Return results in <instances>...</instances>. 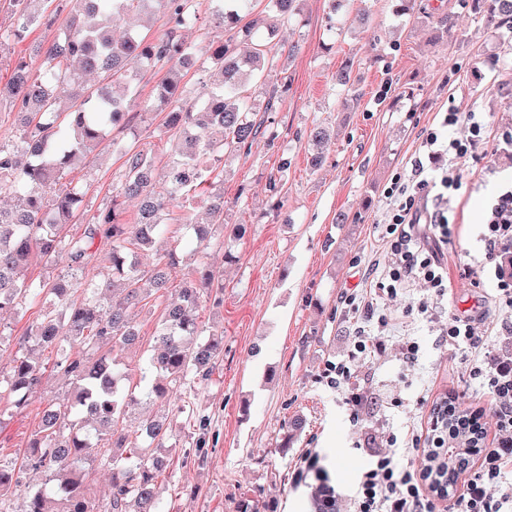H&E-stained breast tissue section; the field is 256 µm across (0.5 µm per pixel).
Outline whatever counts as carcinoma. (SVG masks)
I'll return each mask as SVG.
<instances>
[{
    "label": "carcinoma",
    "mask_w": 512,
    "mask_h": 512,
    "mask_svg": "<svg viewBox=\"0 0 512 512\" xmlns=\"http://www.w3.org/2000/svg\"><path fill=\"white\" fill-rule=\"evenodd\" d=\"M51 0H0V9L16 25L0 34L22 40L29 28L44 23ZM64 35L47 49L36 47L16 60L7 85H0V102L16 108L17 138L0 142V194L19 197L20 205L0 206V314L29 305L39 306L35 322L12 354L7 374L0 373V400L24 410L31 394L46 380V367L33 356L36 349L56 353V367L70 378L73 392L50 400L40 412L39 424L22 458L0 455V512H12L9 496L19 486L22 471L41 473L42 483L32 487L22 512H157L158 478L166 467L167 443L173 437L171 420L149 417L130 440L127 418L143 403L170 401L178 391L190 392L213 374L224 340L205 334L198 321L204 297L222 292L216 273L197 260L195 276L180 288V301L162 311L156 345L140 367L139 381L121 358L136 344L139 333L130 310L151 295L161 297L168 270L178 263L179 243L159 253L151 270L139 267L137 251L167 242L173 209L178 222L192 230L197 242L211 236L208 224H194L191 210L205 204L224 223V191L217 188L225 162L251 149L260 137L272 143L275 132L257 118L273 112L278 97L271 91L264 101L252 99L249 83L279 59L298 51L277 41L280 23L298 14L299 0H268L270 21L258 34L254 22L239 27L251 0H214L215 23L236 30L239 42L218 41L209 47L219 82L203 87L192 101L180 90L179 71L192 65L195 52L183 33L200 27L194 0H72ZM158 3L167 28L154 39L129 29L117 39L115 23ZM471 8L493 29H512V0H471ZM105 72L108 83L92 87L70 69ZM161 67L167 76L156 95L142 106L145 112L166 111L165 128L178 138L163 172L154 156L109 138L137 102L138 90L128 73L141 67ZM334 129L317 125L308 139V166L318 171L324 162L322 144ZM124 158L122 174L112 187V199L98 207L78 235L64 232L66 225L86 215V193L71 173L76 163L102 144ZM140 200L137 219H124L125 203ZM65 263V273L52 280H31L27 271L33 257ZM105 264L108 280L91 274ZM457 417H448L452 445L474 448L484 432L455 430ZM425 466L442 480L454 470L451 449L427 448ZM112 470L108 502L101 506L90 496L86 470L94 464Z\"/></svg>",
    "instance_id": "1"
}]
</instances>
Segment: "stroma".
<instances>
[{"label":"stroma","instance_id":"stroma-1","mask_svg":"<svg viewBox=\"0 0 512 512\" xmlns=\"http://www.w3.org/2000/svg\"><path fill=\"white\" fill-rule=\"evenodd\" d=\"M423 4L424 13L398 17L391 0H353L371 10L370 34L341 23L329 27L328 0H300L299 16L282 24L283 43H298V52L250 87L258 97L278 92L282 103L269 115L278 138L272 145L257 140L230 160L224 176L225 230L242 224L246 234L231 263L224 260L222 233L199 248L224 290L221 303L201 300L198 316L204 329L223 335L224 351L211 379L190 395L207 420L202 436H190L183 417L174 420L176 446L159 478L162 512H314L312 484L293 481L305 449L319 450L344 499L372 451L393 454L404 466L414 462L411 438L433 400L449 396L463 407L489 408L485 388L471 374L474 350L449 345L437 323L404 310L437 300L444 314L473 319L495 353L512 357V308L498 290L496 265L485 259L484 240L500 188L512 181V147L501 140L512 130V33L486 27L467 0ZM213 7L212 0H195L202 26L184 34L198 49L195 67L181 77L188 93L214 78L209 41L229 37L212 24ZM436 7L452 15L455 37L432 40L429 12ZM349 58L354 82L345 89L335 76ZM452 110L483 113L487 130L458 160L461 186L448 194L455 226L439 250L448 261L449 289L440 298L418 281L381 300L369 326L380 329L388 346L367 351L352 366L354 384L368 395L356 422L345 390L322 377L326 363L345 359L356 341L359 320L341 295L364 292L368 269L388 267L384 190L424 157L426 132L466 138L465 124L443 126ZM164 120V112L135 106L111 136L137 142L162 165L171 150ZM318 123L338 126L339 136L327 145L323 168L313 172L306 142ZM122 168L121 156L105 148L75 169L90 208L109 199ZM341 212L355 223H337ZM192 274V264L180 263L163 297L135 309L140 343L125 355L130 371L151 352L162 308ZM381 317L388 321L383 329ZM409 342L416 346L411 355ZM39 357L50 366L48 382L26 409L0 418L2 453L22 454L46 400L70 388L53 366L55 354ZM297 414L306 428L281 447L285 424Z\"/></svg>","mask_w":512,"mask_h":512}]
</instances>
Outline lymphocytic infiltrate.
<instances>
[{
  "mask_svg": "<svg viewBox=\"0 0 512 512\" xmlns=\"http://www.w3.org/2000/svg\"><path fill=\"white\" fill-rule=\"evenodd\" d=\"M466 121L469 136L448 141L436 131L428 132L423 142L431 155L465 157L482 139L485 122L475 112L446 113L444 125ZM460 181L454 168H446L440 180L426 177L422 161H414L407 176L397 177L385 190L387 199L386 244L394 257L385 272L387 294H394L397 284L408 280L429 283L437 293H445L448 271L421 241L420 225L427 224L448 235L451 218L447 208L430 205L428 196L435 186L457 187ZM488 255L495 258L512 253V185L504 188L491 209L486 236ZM491 397L496 434L486 445L477 465L467 472L453 502L455 512H503L512 504V488L503 489L502 479L512 473V363L483 362L474 367ZM314 477L315 508L325 512L335 505L336 490L320 465L316 449H307L294 472L296 480ZM349 512H441L438 500L423 481L420 468L405 469L386 453L376 454L363 470L349 497Z\"/></svg>",
  "mask_w": 512,
  "mask_h": 512,
  "instance_id": "f902f5d3",
  "label": "lymphocytic infiltrate"
}]
</instances>
